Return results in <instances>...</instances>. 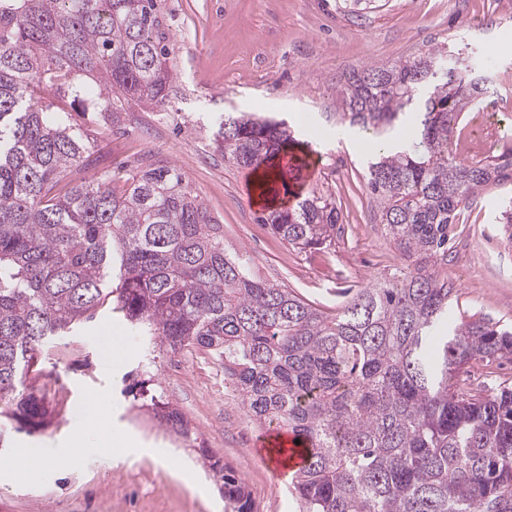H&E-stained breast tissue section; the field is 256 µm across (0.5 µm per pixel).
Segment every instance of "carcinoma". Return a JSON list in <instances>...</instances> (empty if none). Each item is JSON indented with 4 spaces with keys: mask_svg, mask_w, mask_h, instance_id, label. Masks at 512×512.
<instances>
[{
    "mask_svg": "<svg viewBox=\"0 0 512 512\" xmlns=\"http://www.w3.org/2000/svg\"><path fill=\"white\" fill-rule=\"evenodd\" d=\"M158 0H0V443L53 420L26 385L42 347L107 304L170 353L224 359L249 419L309 444L288 493L298 512H512V382L464 389L475 364L512 357V327L456 314L448 262L457 211L512 183V149L464 161L461 115L487 92L469 60L435 46L351 72L339 95L349 128L388 148L369 166L375 218L409 265L358 291L333 316L256 277L224 248L222 225L182 173L151 163L114 185L101 171L65 181L120 128L129 105L162 106L176 76ZM412 128L390 144L400 126ZM288 122L220 116L215 150L288 189L305 166ZM291 247L328 249L340 215L311 193L261 217ZM178 435L183 413L139 382L133 397ZM230 512H252L233 470L210 464Z\"/></svg>",
    "mask_w": 512,
    "mask_h": 512,
    "instance_id": "carcinoma-1",
    "label": "carcinoma"
}]
</instances>
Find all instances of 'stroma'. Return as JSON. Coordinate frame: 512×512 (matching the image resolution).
Wrapping results in <instances>:
<instances>
[{
	"instance_id": "stroma-1",
	"label": "stroma",
	"mask_w": 512,
	"mask_h": 512,
	"mask_svg": "<svg viewBox=\"0 0 512 512\" xmlns=\"http://www.w3.org/2000/svg\"><path fill=\"white\" fill-rule=\"evenodd\" d=\"M160 7L177 75L171 101L123 113L120 129L101 139L81 177L107 168L120 182L141 165H175L223 224L229 251L249 254L261 279L329 313L405 264L374 220L370 154L356 141L331 137L345 76L445 43L482 68L486 100L512 115V0H160ZM492 43L499 55L491 62ZM222 112L287 119L315 162L298 193L331 198L340 212L344 233L334 249L301 252L262 226L264 207L252 201L250 173L210 144ZM511 196L509 183L462 209L448 261L436 268L457 288L459 310L504 325L512 324V244L497 217ZM113 336L124 342L119 361L103 356ZM146 378L189 420L191 440L134 402L135 384ZM31 382L56 416L40 433L14 434L12 447L63 462L46 474L20 471L0 479V512H225L211 455L244 479L255 512H296L287 482L274 480L253 451L258 429L207 351H160L125 321L105 315L48 344ZM92 400L98 423L84 429L81 412ZM78 430L89 451L64 456Z\"/></svg>"
}]
</instances>
